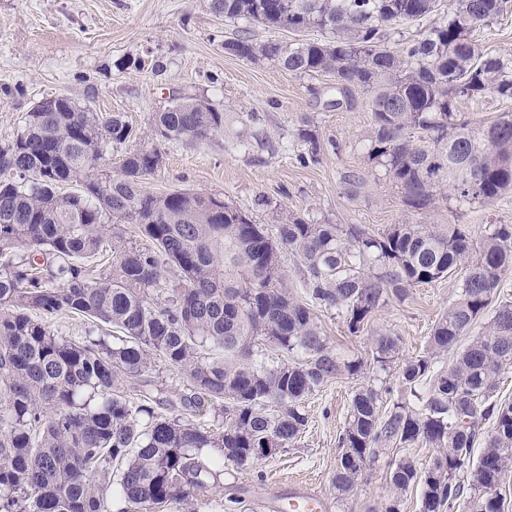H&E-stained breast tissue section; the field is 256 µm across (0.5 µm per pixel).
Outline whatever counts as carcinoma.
<instances>
[{"label": "carcinoma", "mask_w": 512, "mask_h": 512, "mask_svg": "<svg viewBox=\"0 0 512 512\" xmlns=\"http://www.w3.org/2000/svg\"><path fill=\"white\" fill-rule=\"evenodd\" d=\"M209 8L233 21L332 34L284 45L239 29L224 53L329 75L336 106L354 105L356 89L367 94L366 156L411 211L427 212L445 192L490 203L512 189V114L473 125L458 112L462 100H512V68L475 38L512 0H456L441 22L395 47L392 33L437 12L439 0H209ZM152 125L156 143L126 153L117 177L110 151L137 132L123 116L103 120L68 97L32 107L0 146V512H112L114 482L133 508L166 512L208 486L204 449L243 467L254 448L295 446L307 398L363 368L336 352L315 310L336 311L357 334L390 300L455 268L460 291L426 350L402 367L406 395L383 411L391 388L353 391L333 484L346 496L365 463L390 448H432L422 468L394 460L380 512H399L398 494L414 487L420 512L451 508L466 490V512H502L489 491L512 465V401L495 398L512 363V303L497 306L464 349L456 345L512 272V225H495L479 242L466 224H393L373 235L290 213L269 228L221 196L145 186L162 164L161 145L210 141L224 132V112L205 98L174 97ZM296 136L306 147L300 164L319 163L309 118ZM67 182L80 190L59 193ZM287 252L299 261L305 303L288 291ZM64 311L93 329L59 335L51 320ZM398 349L396 337L379 335L373 361L383 369ZM155 356L186 379L185 411L225 403L223 430L155 412L163 403L149 380ZM122 380L136 382L141 399L117 390Z\"/></svg>", "instance_id": "cac0c4a2"}]
</instances>
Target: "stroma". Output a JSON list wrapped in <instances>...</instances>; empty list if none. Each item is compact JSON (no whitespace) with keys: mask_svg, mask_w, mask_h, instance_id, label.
<instances>
[{"mask_svg":"<svg viewBox=\"0 0 512 512\" xmlns=\"http://www.w3.org/2000/svg\"><path fill=\"white\" fill-rule=\"evenodd\" d=\"M239 22L215 16L208 0H0V144L17 133L37 101L67 96L99 114H121L137 139L112 149L119 175L126 152L152 135L154 112L171 96H198L224 112V132L204 144L163 145V164L147 181L154 192L174 189L217 194L259 224L288 212L313 222L359 224L378 233L425 219L469 225L482 240L490 225H512V192L497 200L459 205L443 199L425 216L409 211L397 187L368 163L371 114L356 92L351 107L333 108L331 77L296 75L277 63L253 64L225 55V33ZM318 129L322 160L301 166L292 145L301 117ZM358 178L348 188L346 175ZM462 284L453 270L379 309L362 333L350 334L336 312L317 316L336 349L365 362L358 377L332 379L309 396L308 425L293 447L236 468H214V487L192 491L177 512H261L259 498L280 499L289 481L310 482L332 512H374L388 497L391 449L367 462L353 493L339 497L332 482L353 390L395 384L405 360L423 352L433 325ZM399 339L388 370L372 359V338Z\"/></svg>","mask_w":512,"mask_h":512,"instance_id":"35a3bbf8","label":"stroma"}]
</instances>
